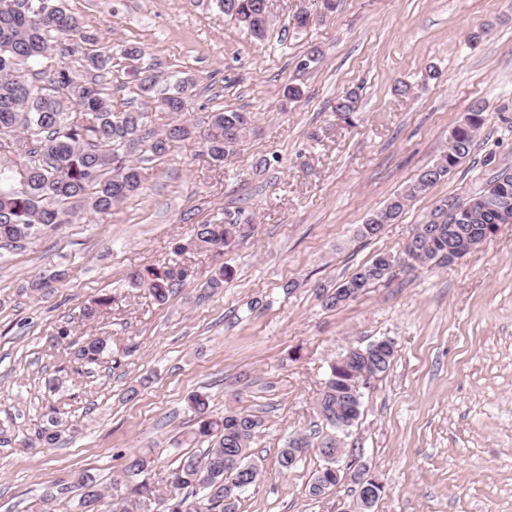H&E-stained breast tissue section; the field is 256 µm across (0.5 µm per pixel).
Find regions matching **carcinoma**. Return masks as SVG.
Wrapping results in <instances>:
<instances>
[{"mask_svg":"<svg viewBox=\"0 0 512 512\" xmlns=\"http://www.w3.org/2000/svg\"><path fill=\"white\" fill-rule=\"evenodd\" d=\"M266 0H213L225 16L234 19L251 37L262 40L270 25ZM94 42L86 34L81 19L68 11L63 0H0V153L14 156L24 173L15 174L0 164V247L17 248L62 224H70L84 213L106 212L112 206L143 190L141 163L165 156L174 143L195 136L197 124L190 119L154 127L153 109L179 114L186 111L185 79H176L160 89L162 75L156 65L136 67L133 76L139 106L121 112L112 110L109 75L112 54L88 52ZM84 61L81 78L65 70L53 73L39 70L42 60L55 51ZM359 89L352 87L336 98L332 112L346 125L354 124ZM485 106L472 105L453 129L448 149L435 163L422 171L403 192L381 209L372 212L357 230L362 238L380 233L383 226L398 220L408 202L429 191L469 157L477 132L484 124ZM256 117L249 112L222 110L207 115L206 153L215 163L233 154L237 145L254 128ZM512 194V169L493 171L485 184L464 196L436 201L423 221L414 225L399 255L382 253L347 277L336 289L324 295L329 308L343 305L344 290L365 289L388 280L399 264L429 267L448 263V229L460 240L477 244L499 223L496 200L502 192ZM253 231L245 210L224 213L222 224H196L189 247L222 249L247 237ZM187 276L186 270L144 267L128 274L135 288H146L159 303L174 292V286ZM115 297L103 295L86 307L83 315L91 320L112 307ZM111 342L92 337L72 352L74 370L97 365L111 356ZM394 353L375 361L358 355L330 366L328 377L316 402V413L326 432L319 452L336 445L344 431L361 413L362 400L356 380L368 374L374 378L387 371ZM189 408L195 427L187 438L206 441L199 454L180 458L165 478V488L145 479L156 469L154 457L146 451L128 456L122 475L112 478L102 489L89 473L78 476L83 489L80 512H97L105 494L112 497V512H131L136 501L130 496L156 500L161 512H239L241 494L261 476L253 461L252 443L264 426L261 416L228 412L211 414L205 394H195ZM57 420L37 430L35 440L50 447L59 440ZM305 435L289 439L277 455L283 471L294 468L299 459L293 450L307 449ZM338 484L336 463L326 460L309 485L316 498Z\"/></svg>","mask_w":512,"mask_h":512,"instance_id":"carcinoma-1","label":"carcinoma"}]
</instances>
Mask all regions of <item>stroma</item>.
<instances>
[{
	"label": "stroma",
	"mask_w": 512,
	"mask_h": 512,
	"mask_svg": "<svg viewBox=\"0 0 512 512\" xmlns=\"http://www.w3.org/2000/svg\"><path fill=\"white\" fill-rule=\"evenodd\" d=\"M65 6L115 53L114 110L136 98L132 63L118 52L138 46L163 75L193 79L188 117L198 129L144 163L139 195L0 250V512H28L49 490L59 493L55 512H72L80 473L109 485L126 456L145 448L169 471L192 450L179 437L197 392L214 412L264 418L252 444L264 475L239 512H345L356 499L351 481L308 494L325 465L317 447L285 473L277 453L288 437L314 434L315 401L337 357L383 338L395 342L393 361L364 388L342 458L382 482L375 512H512V223L453 263L396 268L344 306L320 298L376 254L399 252L437 200L512 167V0H338L328 17L322 0H271L262 41L208 0ZM303 9L317 22L294 30ZM314 45L323 59L299 73ZM431 65L438 79H428ZM291 81L303 96L286 104ZM402 81L413 94L395 93ZM356 85L355 125L335 124L336 97ZM477 101L485 122L469 157L377 237L358 238L371 212L433 164ZM225 109L257 120L215 164L205 119ZM321 127L326 136L309 145ZM262 155L277 158L265 171L254 167ZM236 208L252 219L250 237L178 253L193 224L223 222ZM225 264L233 278L211 288ZM148 265L188 272L165 303L127 281ZM292 280L297 288L286 291ZM105 294L116 298L111 310L86 320L84 308ZM63 329L79 343L109 337L124 351L120 367L74 372L54 342ZM53 415L60 440L21 449Z\"/></svg>",
	"instance_id": "obj_1"
}]
</instances>
